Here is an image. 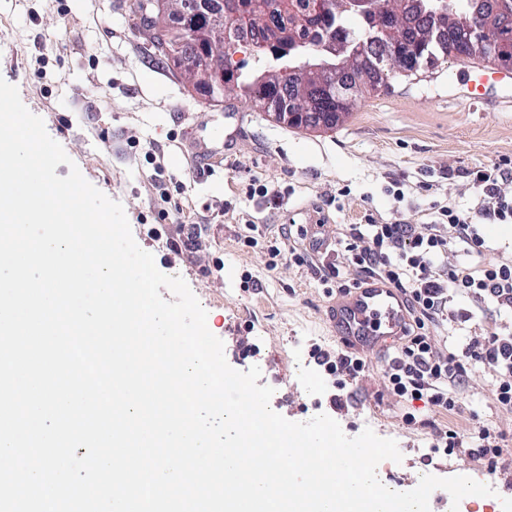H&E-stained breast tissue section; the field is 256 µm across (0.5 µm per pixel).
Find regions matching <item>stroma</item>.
Masks as SVG:
<instances>
[{"instance_id": "stroma-1", "label": "stroma", "mask_w": 512, "mask_h": 512, "mask_svg": "<svg viewBox=\"0 0 512 512\" xmlns=\"http://www.w3.org/2000/svg\"><path fill=\"white\" fill-rule=\"evenodd\" d=\"M0 78L17 87L84 178L121 203L133 237L157 268L181 276L207 312L209 330L239 371L259 366L274 388V410L293 422L334 415L347 436L372 429L395 439L401 462L382 461V483L414 489L422 475L458 474L491 486L471 512H504L512 504V446L496 470L473 455L434 452L432 424H485L512 435V411L493 401V373L477 369L452 416H433L423 402L382 396L386 355L347 388V407L333 413L330 381L310 357L312 345L339 340L326 318L335 289L319 266L336 260V239L372 210L387 224H421L433 204L468 206L466 173L512 158V91L494 90L479 104L456 98L466 77L457 61L434 73L394 80L390 91L358 101L332 130L296 129L251 107L241 91L213 101L171 62L155 54L136 27L135 0H0ZM268 194H250V183ZM400 183L403 198L390 192ZM348 197L338 198L340 189ZM314 224L319 248L283 227ZM197 240L195 250L172 241ZM255 237L246 246L245 237ZM307 253L300 266L270 258L272 245ZM512 331V315L486 313L435 329L461 350L470 336ZM415 425H406L405 414Z\"/></svg>"}]
</instances>
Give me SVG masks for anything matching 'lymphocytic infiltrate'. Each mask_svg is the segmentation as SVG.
<instances>
[{
	"label": "lymphocytic infiltrate",
	"mask_w": 512,
	"mask_h": 512,
	"mask_svg": "<svg viewBox=\"0 0 512 512\" xmlns=\"http://www.w3.org/2000/svg\"><path fill=\"white\" fill-rule=\"evenodd\" d=\"M512 181V160L474 168L468 173L470 205L455 202L436 206L435 218L425 224H387L374 214L362 223L348 225L336 250L347 269L329 267L322 281H335L338 293L346 295L370 278H379L395 288L407 304L410 323L401 329L403 340L388 359L384 388L390 395L422 400L437 414L455 413L459 395L470 372L478 366L495 373L493 395L499 407L512 410V334L490 330L472 337L461 352L442 350L431 327L471 320L473 312L495 310L512 313V258L490 264L449 262L448 253L461 249L481 254L485 239L481 221L512 223V196L501 186ZM464 299L473 310L457 314L455 300ZM316 363L337 379L338 385L356 381L369 370L367 359L345 350L314 348ZM433 447L451 451L464 445L476 447L478 456L497 466L507 441L504 431L471 417L467 427H435Z\"/></svg>",
	"instance_id": "obj_1"
}]
</instances>
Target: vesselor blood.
Instances as JSON below:
<instances>
[{
	"label": "vessel or blood",
	"mask_w": 512,
	"mask_h": 512,
	"mask_svg": "<svg viewBox=\"0 0 512 512\" xmlns=\"http://www.w3.org/2000/svg\"><path fill=\"white\" fill-rule=\"evenodd\" d=\"M511 82L512 72L508 70L481 74L468 83L465 98L469 104L480 103L485 99L487 84ZM331 319L344 340L378 350L386 337L399 334L408 314L402 296L395 289L371 279L348 297L338 300Z\"/></svg>",
	"instance_id": "vessel-or-blood-1"
}]
</instances>
